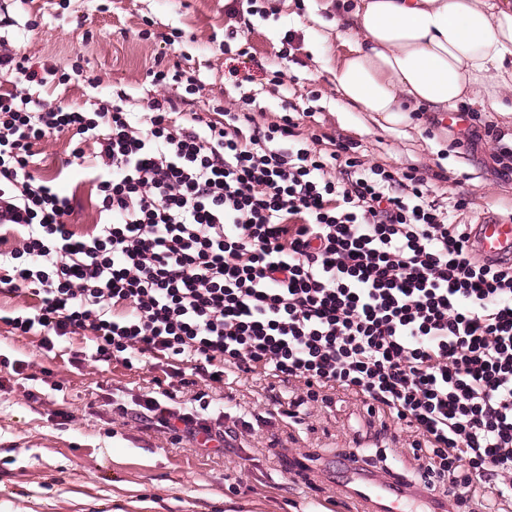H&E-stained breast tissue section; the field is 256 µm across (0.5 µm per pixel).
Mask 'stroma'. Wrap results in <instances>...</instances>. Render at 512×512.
<instances>
[{
  "label": "stroma",
  "mask_w": 512,
  "mask_h": 512,
  "mask_svg": "<svg viewBox=\"0 0 512 512\" xmlns=\"http://www.w3.org/2000/svg\"><path fill=\"white\" fill-rule=\"evenodd\" d=\"M320 4L253 0L252 13L237 17L234 0H0V40L55 71L43 86L0 79V92L78 111L118 97L126 111L142 112L153 97L184 95V85L152 83L154 70L177 64L197 80L192 109L204 120L248 98L260 127L293 113L303 147L313 152L330 153L334 140H348L366 166L418 169L431 200L450 209L454 223L511 215L512 174L504 175L499 156L512 149V119L481 112L466 125L415 112L386 123L342 108L319 63L340 49L311 19ZM231 29L238 36L228 53ZM75 145L65 130L34 150L38 175L71 198L68 222L86 235L99 222L97 196L66 164ZM462 198L468 204L460 209ZM90 346L87 338L64 337L46 352L37 337L0 323V354L29 362L25 375L0 372V512H345L335 485L296 478L300 462L319 463L362 443L379 446L377 465L410 480L427 464L411 448L409 430L391 416L368 415L352 396L337 394L335 407L315 409L301 425L273 415L267 382L254 374L234 381L232 403L211 393L213 407L253 422V433L229 441L218 457L171 444L136 408L116 419L109 406L115 391L151 390L154 370L119 361L74 368L72 354ZM62 409L71 421L61 422Z\"/></svg>",
  "instance_id": "1"
}]
</instances>
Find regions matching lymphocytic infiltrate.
Returning <instances> with one entry per match:
<instances>
[{"label": "lymphocytic infiltrate", "instance_id": "obj_1", "mask_svg": "<svg viewBox=\"0 0 512 512\" xmlns=\"http://www.w3.org/2000/svg\"><path fill=\"white\" fill-rule=\"evenodd\" d=\"M180 101L80 112L0 94V323L53 351L81 335L92 361L151 364L138 402L171 443L222 452L223 417L177 412L178 389L252 373L288 387L304 423L333 391L385 410L461 505L512 501V261L472 258L473 228L429 201L416 169L364 167L350 141L322 156L290 115L173 125ZM74 131L102 224L77 235L70 198L33 172V147ZM97 146L85 155L82 145Z\"/></svg>", "mask_w": 512, "mask_h": 512}]
</instances>
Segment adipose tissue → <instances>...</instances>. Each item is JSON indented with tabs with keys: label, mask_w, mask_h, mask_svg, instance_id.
Returning a JSON list of instances; mask_svg holds the SVG:
<instances>
[{
	"label": "adipose tissue",
	"mask_w": 512,
	"mask_h": 512,
	"mask_svg": "<svg viewBox=\"0 0 512 512\" xmlns=\"http://www.w3.org/2000/svg\"><path fill=\"white\" fill-rule=\"evenodd\" d=\"M343 108L383 121L461 105L512 115V0H323Z\"/></svg>",
	"instance_id": "ef3b65f1"
}]
</instances>
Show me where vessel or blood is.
Listing matches in <instances>:
<instances>
[{
	"mask_svg": "<svg viewBox=\"0 0 512 512\" xmlns=\"http://www.w3.org/2000/svg\"><path fill=\"white\" fill-rule=\"evenodd\" d=\"M475 245L483 256L512 258V222L476 225ZM322 473L335 483L352 512H404L403 479L370 466L366 449H356L341 460L339 467H325Z\"/></svg>",
	"mask_w": 512,
	"mask_h": 512,
	"instance_id": "vessel-or-blood-1",
	"label": "vessel or blood"
}]
</instances>
